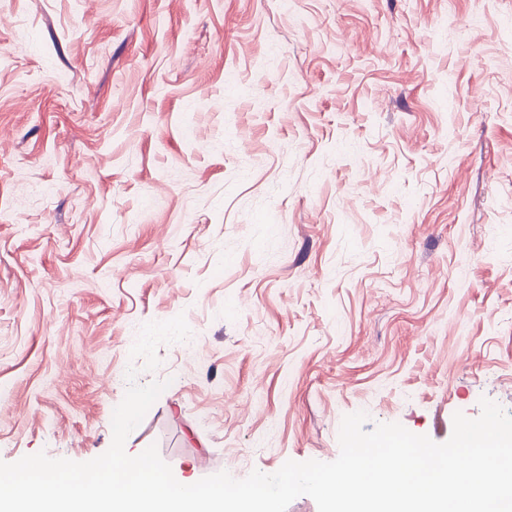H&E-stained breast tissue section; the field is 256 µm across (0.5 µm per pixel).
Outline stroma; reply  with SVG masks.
I'll use <instances>...</instances> for the list:
<instances>
[{
  "label": "stroma",
  "mask_w": 512,
  "mask_h": 512,
  "mask_svg": "<svg viewBox=\"0 0 512 512\" xmlns=\"http://www.w3.org/2000/svg\"><path fill=\"white\" fill-rule=\"evenodd\" d=\"M508 314L512 0H0V461L443 443Z\"/></svg>",
  "instance_id": "35a3bbf8"
}]
</instances>
